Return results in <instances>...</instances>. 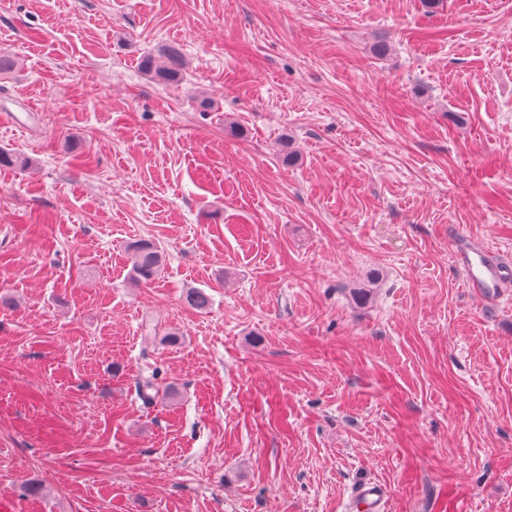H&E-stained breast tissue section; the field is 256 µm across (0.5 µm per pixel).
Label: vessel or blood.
<instances>
[{"instance_id":"1","label":"vessel or blood","mask_w":512,"mask_h":512,"mask_svg":"<svg viewBox=\"0 0 512 512\" xmlns=\"http://www.w3.org/2000/svg\"><path fill=\"white\" fill-rule=\"evenodd\" d=\"M456 261L468 288L480 294L487 303L494 304L507 286L512 264L507 259L494 257L484 247L460 241L455 245ZM353 500L357 512H384L386 491L375 482L357 485Z\"/></svg>"}]
</instances>
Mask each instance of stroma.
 <instances>
[{"label":"stroma","mask_w":512,"mask_h":512,"mask_svg":"<svg viewBox=\"0 0 512 512\" xmlns=\"http://www.w3.org/2000/svg\"><path fill=\"white\" fill-rule=\"evenodd\" d=\"M1 54L0 507L512 512V293L453 248L512 259V0H0ZM142 71L162 79L175 80L181 67V56L175 48L162 55L146 54L140 61ZM134 279L141 283H150L160 275L162 251L151 241H139L130 246ZM456 261L463 273L467 287L480 294L487 303L500 299L503 288H507L508 261L496 258L484 247L467 241L455 245ZM353 500L357 512H383L386 510L385 488L376 482H364L357 485Z\"/></svg>","instance_id":"1"}]
</instances>
